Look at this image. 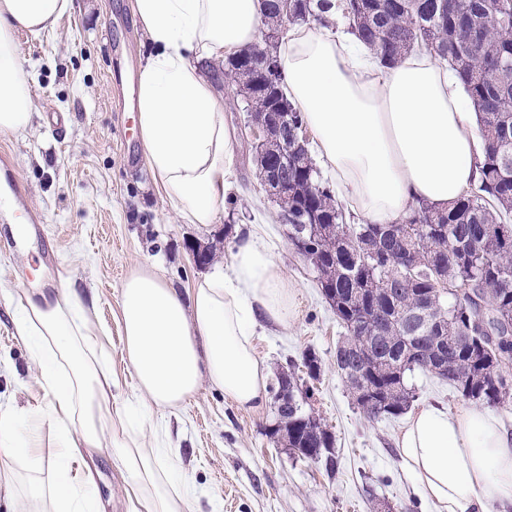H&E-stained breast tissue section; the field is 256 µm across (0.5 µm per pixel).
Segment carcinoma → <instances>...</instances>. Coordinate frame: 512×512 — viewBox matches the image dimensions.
I'll list each match as a JSON object with an SVG mask.
<instances>
[{"instance_id": "carcinoma-1", "label": "carcinoma", "mask_w": 512, "mask_h": 512, "mask_svg": "<svg viewBox=\"0 0 512 512\" xmlns=\"http://www.w3.org/2000/svg\"><path fill=\"white\" fill-rule=\"evenodd\" d=\"M329 0H264L266 32L292 23L326 22ZM351 29L387 66L425 48L459 72L480 113L486 144L480 183L444 211L418 206L405 223L348 224L333 189L322 182L304 119L282 92L283 77L255 60L257 43L224 60L245 112L278 114L270 138L255 148L259 175L288 135V195L278 197L298 254L347 330L334 365L370 419L397 417L417 400L410 383L428 373L462 397L512 406V0H348ZM272 433L300 458L325 459L332 432L311 410L309 390L279 381Z\"/></svg>"}]
</instances>
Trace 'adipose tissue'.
<instances>
[{
	"label": "adipose tissue",
	"instance_id": "adipose-tissue-1",
	"mask_svg": "<svg viewBox=\"0 0 512 512\" xmlns=\"http://www.w3.org/2000/svg\"><path fill=\"white\" fill-rule=\"evenodd\" d=\"M71 0H0V131L28 128L33 103L13 29L55 26ZM154 47L138 79V125L155 183L188 224L215 223L234 166V136L203 65L256 41L261 0H134ZM277 54L289 100L318 141L319 159L357 224H401L413 206L447 207L480 178L477 113L460 79L428 52L378 65L345 27L295 25ZM134 402L113 406L119 387L98 332L68 277L52 292L23 293L15 330L39 368L44 403L21 420L0 408V486L16 480L15 459L36 478L10 512H99L85 452L110 444L130 512H190L192 489L163 445L143 447L133 404L162 414L202 387L243 409L267 398L268 370L256 354L258 322L287 324L294 289L276 256L237 233L228 265L187 293L152 272L127 278L119 294ZM50 432L55 453L37 446ZM436 512L512 506V432L486 408L427 404L397 440Z\"/></svg>",
	"mask_w": 512,
	"mask_h": 512
}]
</instances>
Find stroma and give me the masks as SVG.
<instances>
[{"label": "stroma", "instance_id": "35a3bbf8", "mask_svg": "<svg viewBox=\"0 0 512 512\" xmlns=\"http://www.w3.org/2000/svg\"><path fill=\"white\" fill-rule=\"evenodd\" d=\"M14 40L33 118L23 132H0V152L26 184L31 211L0 213V403L27 413L43 400L39 369L14 330L23 291L51 287L68 274L88 296L112 368L125 374L123 281L147 269L187 291L206 273L193 261L194 246L212 248L215 261L225 263L235 235L249 231L273 251L296 293L288 324L261 323L254 338L270 370L267 392L276 393L290 362L316 353L321 371L308 382L310 404L335 436L336 465L298 458L271 436L273 403L245 411L205 387L181 410L145 424L149 433L165 429L173 459L195 483L192 512H433L397 451L407 416L367 419L336 372V343L345 330L311 265L288 243L223 68L208 66L207 74L236 135L233 187L216 222L200 226L181 220L155 186L137 115L120 111L110 79L128 63L144 66L151 52L133 0H73L53 30L35 35L20 29ZM87 463L102 512H128L109 450L98 449Z\"/></svg>", "mask_w": 512, "mask_h": 512}]
</instances>
